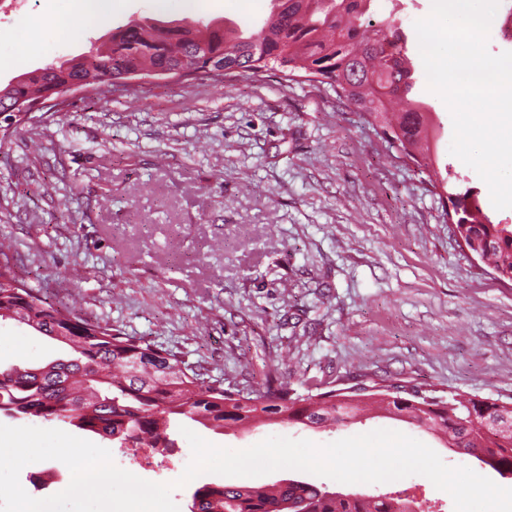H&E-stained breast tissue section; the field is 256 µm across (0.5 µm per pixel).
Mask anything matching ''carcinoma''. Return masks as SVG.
I'll use <instances>...</instances> for the list:
<instances>
[{"label": "carcinoma", "mask_w": 512, "mask_h": 512, "mask_svg": "<svg viewBox=\"0 0 512 512\" xmlns=\"http://www.w3.org/2000/svg\"><path fill=\"white\" fill-rule=\"evenodd\" d=\"M372 0H273L261 29L245 33L219 21L207 34L148 18L116 28L109 41L80 56L59 59L0 86V148L20 121L15 110L65 95L74 83L97 87L124 73L188 68L255 74L277 66L329 86L339 100L367 115L369 126L392 141L422 173L435 171L434 135L424 104L409 98L415 85L406 67L393 16L371 23ZM459 208L453 213L467 248L498 278L512 282V224H494L480 191L438 184ZM11 246L0 242V321L14 320L70 349L71 358L39 368H0V415L15 420H61L118 444L169 453L173 426L189 419L213 431L259 423L310 428L343 425L376 407L441 435L447 447L512 478V409L462 394L445 401L394 390L364 393L329 390L302 395L279 380L240 394L188 373L175 355L108 325L61 309L27 287L13 270ZM190 512H417L399 495L364 496L331 491L306 480L272 484L205 483L191 496Z\"/></svg>", "instance_id": "obj_1"}]
</instances>
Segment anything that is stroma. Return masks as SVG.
<instances>
[{
	"instance_id": "obj_1",
	"label": "stroma",
	"mask_w": 512,
	"mask_h": 512,
	"mask_svg": "<svg viewBox=\"0 0 512 512\" xmlns=\"http://www.w3.org/2000/svg\"><path fill=\"white\" fill-rule=\"evenodd\" d=\"M431 4L376 0L373 16L397 17L415 69L412 94L432 114L449 180L481 188L491 221L512 224V209H495L476 172L449 153L452 119L427 89L414 28ZM272 6L194 0L160 12L153 0H116L96 28L18 54L9 35L55 25L58 15L50 0H0V84L84 54L147 17L253 30ZM443 210L427 174L332 89L275 69L70 93L14 125L0 149V237L14 245L20 279L84 319L170 351L207 384L244 391L264 389L273 371L301 394L401 383L439 397L512 402V282L468 256ZM68 356L54 340L0 323L1 367ZM185 426L231 449L270 436L327 444L396 430L446 465L512 488V479L432 434L379 415L336 428ZM85 438L156 483L177 480L191 459L183 437L162 470L131 464L96 434ZM340 489L398 492L454 512L451 496L419 474Z\"/></svg>"
}]
</instances>
